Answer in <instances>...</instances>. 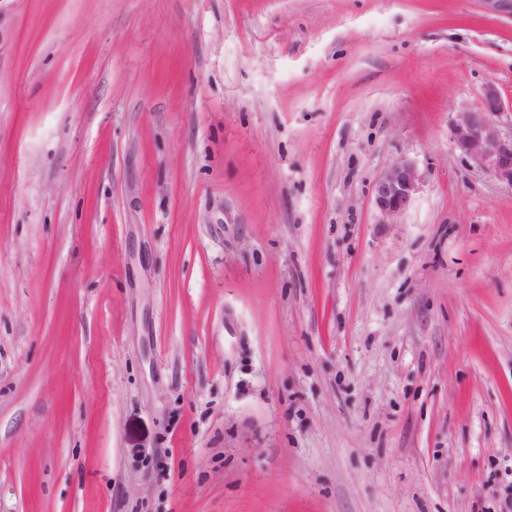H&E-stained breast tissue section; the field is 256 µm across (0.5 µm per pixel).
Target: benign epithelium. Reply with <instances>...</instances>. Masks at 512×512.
Listing matches in <instances>:
<instances>
[{
    "instance_id": "obj_1",
    "label": "benign epithelium",
    "mask_w": 512,
    "mask_h": 512,
    "mask_svg": "<svg viewBox=\"0 0 512 512\" xmlns=\"http://www.w3.org/2000/svg\"><path fill=\"white\" fill-rule=\"evenodd\" d=\"M503 111L500 91L495 84H487L477 105L456 112L453 137L460 151L512 186V134L502 135L495 125V118ZM417 183V170L406 159L389 164L379 173L373 194L378 223H396L408 207Z\"/></svg>"
}]
</instances>
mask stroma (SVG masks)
<instances>
[{
  "mask_svg": "<svg viewBox=\"0 0 512 512\" xmlns=\"http://www.w3.org/2000/svg\"><path fill=\"white\" fill-rule=\"evenodd\" d=\"M489 82L487 0H0V512H506ZM503 111L500 91L494 83L487 84L477 105L456 112L453 137L460 151L512 186V133L504 136L495 125ZM418 174L414 164L406 159L385 167L374 184L373 202L382 224H394L406 210L416 191Z\"/></svg>",
  "mask_w": 512,
  "mask_h": 512,
  "instance_id": "1",
  "label": "stroma"
}]
</instances>
